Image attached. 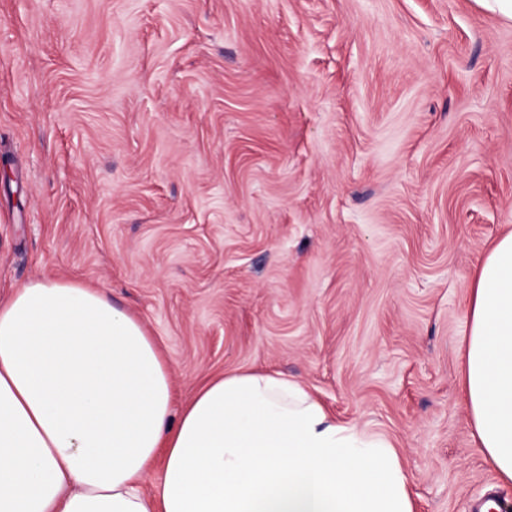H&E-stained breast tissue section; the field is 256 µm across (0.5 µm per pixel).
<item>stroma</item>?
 Masks as SVG:
<instances>
[{"mask_svg": "<svg viewBox=\"0 0 512 512\" xmlns=\"http://www.w3.org/2000/svg\"><path fill=\"white\" fill-rule=\"evenodd\" d=\"M511 230L512 21L476 0H0V301L101 289L175 408L279 372L394 444L414 512H512L460 384Z\"/></svg>", "mask_w": 512, "mask_h": 512, "instance_id": "obj_1", "label": "stroma"}]
</instances>
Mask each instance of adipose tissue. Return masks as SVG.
I'll use <instances>...</instances> for the list:
<instances>
[{
    "label": "adipose tissue",
    "mask_w": 512,
    "mask_h": 512,
    "mask_svg": "<svg viewBox=\"0 0 512 512\" xmlns=\"http://www.w3.org/2000/svg\"><path fill=\"white\" fill-rule=\"evenodd\" d=\"M467 317L475 440L512 484V231L478 266ZM172 402L156 340L99 289H17L0 303V512H414L394 445L282 374H227Z\"/></svg>",
    "instance_id": "obj_1"
}]
</instances>
